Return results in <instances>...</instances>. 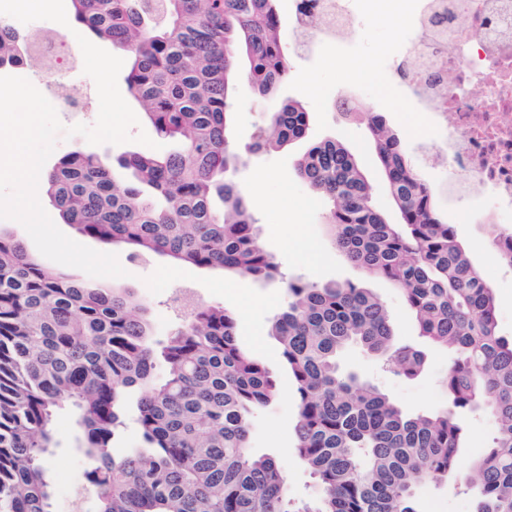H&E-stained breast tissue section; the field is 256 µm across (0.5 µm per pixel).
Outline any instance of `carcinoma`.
Masks as SVG:
<instances>
[{"instance_id": "cac0c4a2", "label": "carcinoma", "mask_w": 512, "mask_h": 512, "mask_svg": "<svg viewBox=\"0 0 512 512\" xmlns=\"http://www.w3.org/2000/svg\"><path fill=\"white\" fill-rule=\"evenodd\" d=\"M70 2L78 24L130 53V95L160 137L182 146L114 165L77 148L45 173L50 204L105 247L280 280L287 302L271 335L295 388V451L318 494L295 502L279 459L251 449L253 416L280 389L240 345L232 311L200 305L157 342L151 309L133 291L64 275L0 229V512H50L53 422L65 406L77 413L97 512H420L419 487L460 474L465 412L496 424L470 463L473 512H512V340L499 334L492 288L434 210L384 114L365 101L343 108L369 131L401 223L374 206L357 158L334 140L310 145L297 174L329 204L336 249L396 284L420 335L451 348L448 408L432 414L403 411L342 367L344 351L359 346L409 378L424 355L395 344L390 312L368 289L279 278L231 178L246 162L227 134L240 77L274 101L248 152L307 136L309 113L278 98L288 57L277 0ZM487 228L512 267V242ZM133 389L142 447L117 459Z\"/></svg>"}]
</instances>
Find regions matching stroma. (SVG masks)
I'll return each instance as SVG.
<instances>
[{"label": "stroma", "instance_id": "35a3bbf8", "mask_svg": "<svg viewBox=\"0 0 512 512\" xmlns=\"http://www.w3.org/2000/svg\"><path fill=\"white\" fill-rule=\"evenodd\" d=\"M355 38L360 43L357 50L340 53L335 46L329 45L322 54L304 58L294 49L296 35L292 25L286 22L283 26L289 73L281 95L298 101L305 108L310 115V127L307 139L250 157L247 165L234 175L235 181L248 193L259 174H268L269 179L263 185L264 195L287 201L291 210L292 224L287 227L281 225L276 209L252 204L261 244L279 264L285 277L360 282L389 307L397 343L420 345L416 323L399 290L383 278L367 275L334 249L326 226V203L301 181L296 172V162L310 142L336 140L361 162L376 206L390 223H400V214L371 148L366 128L344 119L336 104L343 93L359 90L376 111L386 116L399 136L409 160L431 190L435 211L444 215L449 206H456V239L493 288L499 332L502 337L511 338L512 268L490 259L487 237L480 225L470 223L467 205L451 202L448 181L452 172L447 162L433 163L429 160L427 152L436 139L419 112L402 103L398 91L401 78L396 75L385 53L386 46L396 45L401 40L393 19H375L357 32ZM336 54L341 57L337 65L329 61L330 56ZM235 101L230 137L242 151L252 143L257 128L264 124L271 104L256 97L244 81L238 85ZM297 234L315 246L320 255L319 264L313 265L301 259L299 245L293 240ZM114 252L127 272L126 277L120 280L121 285L148 303L158 336H165L182 322L180 314L171 306L170 295L174 288H193L199 300L205 303L221 304L231 309L236 306L233 293L218 286L224 277L223 272L185 265L179 279L172 283L165 277L171 266L166 257L154 253L134 256L119 246ZM239 285L243 292L255 299L240 331V342L267 365L284 390L279 400L255 415L251 447L256 453L278 456L288 473L291 495L298 500H306L316 495L318 488L308 469L293 455L297 419L293 385L281 367L277 343L268 334L270 323L284 306L287 296L278 284L263 285L243 278ZM448 360L445 352L426 349L424 370L413 378L394 377L357 347L345 353L343 364L386 392L404 411L418 414L446 406L448 395L441 379L448 371ZM75 434L74 414L67 409L61 410L56 419L57 448L51 471L52 512H96L94 495L86 479L89 464L75 448ZM418 499L423 512H473L470 492L452 482L422 487L418 491Z\"/></svg>", "mask_w": 512, "mask_h": 512}]
</instances>
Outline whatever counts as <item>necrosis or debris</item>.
<instances>
[{
  "instance_id": "1",
  "label": "necrosis or debris",
  "mask_w": 512,
  "mask_h": 512,
  "mask_svg": "<svg viewBox=\"0 0 512 512\" xmlns=\"http://www.w3.org/2000/svg\"><path fill=\"white\" fill-rule=\"evenodd\" d=\"M384 0H292L296 27L317 46L343 44L383 11ZM408 103L439 130L454 176L452 199L474 187L495 202L493 220L512 223V0H416ZM456 77L448 88L444 77Z\"/></svg>"
}]
</instances>
